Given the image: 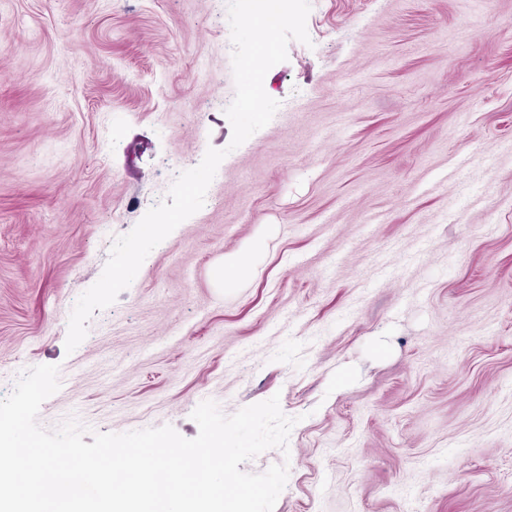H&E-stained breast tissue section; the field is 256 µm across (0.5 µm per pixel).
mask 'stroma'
Instances as JSON below:
<instances>
[{
    "mask_svg": "<svg viewBox=\"0 0 512 512\" xmlns=\"http://www.w3.org/2000/svg\"><path fill=\"white\" fill-rule=\"evenodd\" d=\"M237 149L227 0H0V399L186 438L279 396L274 512H512V0H311ZM203 207L66 353L115 237L207 148ZM250 254L251 274L216 282Z\"/></svg>",
    "mask_w": 512,
    "mask_h": 512,
    "instance_id": "1",
    "label": "stroma"
}]
</instances>
